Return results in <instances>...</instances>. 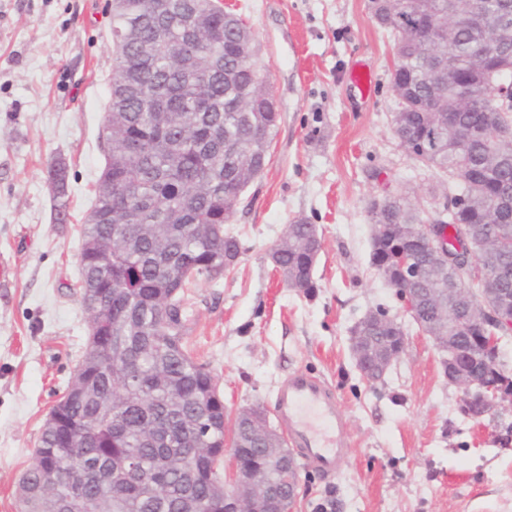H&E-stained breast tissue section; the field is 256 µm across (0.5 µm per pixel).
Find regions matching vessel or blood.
Wrapping results in <instances>:
<instances>
[{
  "label": "vessel or blood",
  "mask_w": 512,
  "mask_h": 512,
  "mask_svg": "<svg viewBox=\"0 0 512 512\" xmlns=\"http://www.w3.org/2000/svg\"><path fill=\"white\" fill-rule=\"evenodd\" d=\"M273 412L297 460L326 478L349 464L351 446L343 405L322 379L294 371L275 391Z\"/></svg>",
  "instance_id": "obj_1"
}]
</instances>
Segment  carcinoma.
I'll return each mask as SVG.
<instances>
[{
  "mask_svg": "<svg viewBox=\"0 0 512 512\" xmlns=\"http://www.w3.org/2000/svg\"><path fill=\"white\" fill-rule=\"evenodd\" d=\"M386 28L396 39L391 79L410 85L400 102L412 157L451 180L456 216L438 225L479 224L487 237L512 238V140L492 139L512 125V55L482 34L460 28L439 67L413 42L436 36L448 10L463 0H396ZM115 54L104 127L107 160L92 213L82 225L81 302L96 334L72 381L46 419L32 461L20 477L28 495L19 512H183L186 493H216V454H197L193 473L159 463L206 440L225 442L224 405L199 401L215 384L185 346L184 289L229 271L243 248L224 224L247 187L243 158L228 143L269 145L279 112L243 108L264 81L254 35L218 0H119L110 17ZM455 105L431 112L434 99ZM57 223L69 216L66 167L51 169ZM386 238L424 221L397 197L390 209L368 210ZM316 225L297 219L270 258L283 278L309 298L318 288L305 245ZM231 442L248 461L261 452L242 430ZM136 461L141 478L99 482L90 471L112 472Z\"/></svg>",
  "mask_w": 512,
  "mask_h": 512,
  "instance_id": "cac0c4a2",
  "label": "carcinoma"
}]
</instances>
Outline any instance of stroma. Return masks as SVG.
Segmentation results:
<instances>
[{
	"instance_id": "1",
	"label": "stroma",
	"mask_w": 512,
	"mask_h": 512,
	"mask_svg": "<svg viewBox=\"0 0 512 512\" xmlns=\"http://www.w3.org/2000/svg\"><path fill=\"white\" fill-rule=\"evenodd\" d=\"M112 0H0V512L87 342L76 288L81 226L105 166L101 138L113 68ZM255 36L280 121L267 163L228 226L235 269L185 291L187 346L215 376L226 425L245 407L271 411L288 371L327 381L347 417L349 466L333 483L300 469L294 512H512V399L474 421L443 353L370 263L369 201L403 196L426 212L444 187L393 132L394 37L370 0H223ZM371 75L360 95L349 74ZM67 166L70 216L52 215L49 169ZM318 228L319 288H288L269 251L289 224ZM384 308L402 323L403 354L365 380L351 328Z\"/></svg>"
}]
</instances>
